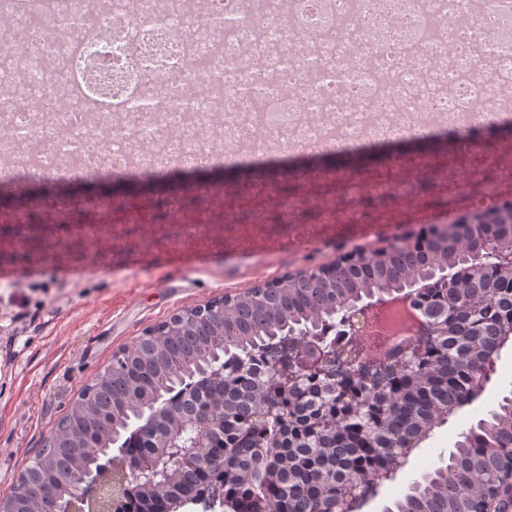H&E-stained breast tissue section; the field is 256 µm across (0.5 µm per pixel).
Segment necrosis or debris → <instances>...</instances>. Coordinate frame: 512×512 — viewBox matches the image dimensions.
Returning a JSON list of instances; mask_svg holds the SVG:
<instances>
[{
	"label": "necrosis or debris",
	"instance_id": "1",
	"mask_svg": "<svg viewBox=\"0 0 512 512\" xmlns=\"http://www.w3.org/2000/svg\"><path fill=\"white\" fill-rule=\"evenodd\" d=\"M0 77L1 186L345 151L511 114L512 0H0Z\"/></svg>",
	"mask_w": 512,
	"mask_h": 512
}]
</instances>
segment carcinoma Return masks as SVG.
I'll list each match as a JSON object with an SVG mask.
<instances>
[{"mask_svg":"<svg viewBox=\"0 0 512 512\" xmlns=\"http://www.w3.org/2000/svg\"><path fill=\"white\" fill-rule=\"evenodd\" d=\"M458 225L448 244L421 233L333 278L315 274L237 295L224 312L183 309L158 336L122 348L82 388L56 431L13 486L14 512H66L89 475L111 474L102 491L134 484L122 512H326L337 499L396 469L398 454L442 425L475 378L499 359L494 344L512 334V274L477 261ZM456 272L445 279L440 267ZM419 281L417 302L443 324L436 347L400 374L329 365L291 391L269 346L310 333L344 337V314L373 294ZM480 337L486 347L474 349ZM197 449L184 468L160 456L165 438ZM512 468V396L459 434L448 459L413 481L384 512H483Z\"/></svg>","mask_w":512,"mask_h":512,"instance_id":"carcinoma-1","label":"carcinoma"}]
</instances>
